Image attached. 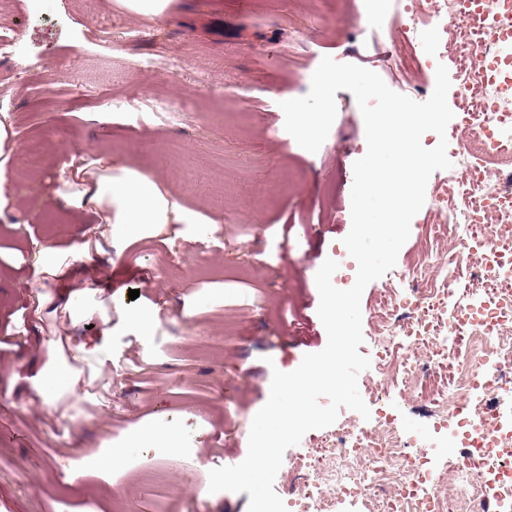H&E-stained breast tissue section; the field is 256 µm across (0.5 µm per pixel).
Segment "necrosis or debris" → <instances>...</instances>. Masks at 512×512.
<instances>
[{"label":"necrosis or debris","mask_w":512,"mask_h":512,"mask_svg":"<svg viewBox=\"0 0 512 512\" xmlns=\"http://www.w3.org/2000/svg\"><path fill=\"white\" fill-rule=\"evenodd\" d=\"M423 22L455 63L458 118L448 149L464 163L430 197L453 253L444 264L424 254L397 272L410 297L381 299L370 370L423 382L447 370L451 378L429 391L434 415L420 430L387 414L309 435L307 449L288 459V512H337L355 498L367 512L512 507V420L504 414L512 406V58L500 42L512 31V0H415L392 45L402 70L423 66ZM463 264L473 287L460 299ZM432 268L440 287H415Z\"/></svg>","instance_id":"1"}]
</instances>
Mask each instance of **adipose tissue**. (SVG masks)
I'll return each instance as SVG.
<instances>
[{
  "label": "adipose tissue",
  "instance_id": "adipose-tissue-1",
  "mask_svg": "<svg viewBox=\"0 0 512 512\" xmlns=\"http://www.w3.org/2000/svg\"><path fill=\"white\" fill-rule=\"evenodd\" d=\"M60 179L76 177L83 190L79 197L67 204L68 209L93 215L106 229L100 234L84 237L67 256H60L57 248L31 241L29 269L32 287L37 290L33 317L42 320L45 314L62 313L71 322L99 318L102 325H110L111 312L94 314L91 307V289L83 280L86 270L95 275L106 274L107 268L94 264V257L106 255L120 261L129 242L146 236L147 232L162 234L166 228L182 224L193 227V241L209 242L215 225L201 220L196 211L174 200L159 184L142 174L132 164H125L120 174H113L111 165L101 164L90 170L73 164H63ZM94 361L97 368H105L110 360L107 349L91 341L77 342L69 347L65 363L49 365L30 371L31 389L43 410H56L61 396L82 400L80 364ZM184 441L172 423L154 419L131 433L125 448L106 447L92 459L78 466L64 465L69 484L80 485L90 477L111 482L113 475L124 469L126 448H180Z\"/></svg>",
  "mask_w": 512,
  "mask_h": 512
}]
</instances>
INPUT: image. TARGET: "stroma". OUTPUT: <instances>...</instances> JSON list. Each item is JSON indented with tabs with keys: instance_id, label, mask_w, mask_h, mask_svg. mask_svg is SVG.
Segmentation results:
<instances>
[{
	"instance_id": "obj_1",
	"label": "stroma",
	"mask_w": 512,
	"mask_h": 512,
	"mask_svg": "<svg viewBox=\"0 0 512 512\" xmlns=\"http://www.w3.org/2000/svg\"><path fill=\"white\" fill-rule=\"evenodd\" d=\"M400 0H168L149 19L123 0H8L0 38L20 41L21 58L0 54V118L18 146L40 147L36 165L16 157L8 193L17 204L0 216V512H99L94 495L64 484L55 460L84 461L104 446L97 411L107 403L112 445L156 416L175 414L185 446L127 450L112 486L114 512H247L248 493L201 497L210 470L225 456L247 455L252 417L266 402L273 370L296 369L324 349L315 276L351 229L353 164L367 150L353 94L336 93L337 115L317 152L284 128L282 101L305 96L323 57L376 72L392 90L412 87L396 65L379 62L398 27ZM358 16V29L335 24ZM127 162L162 181L176 199L223 230L208 243L143 238L126 250L127 281H107L96 300L112 304V364L87 384L79 404L43 413L25 372L4 373L22 358L42 364L37 335L76 342L95 329L49 315L34 325L27 254L36 238L67 249L95 221L70 213L65 200L79 181L58 170ZM208 188L189 190L188 167ZM448 257L429 207H422L396 266L422 251ZM389 277L361 299L364 343L374 356L372 323ZM139 290L129 299L131 290ZM159 304L148 341L121 320L124 310ZM384 402L403 419L428 420L420 391L388 378Z\"/></svg>"
}]
</instances>
